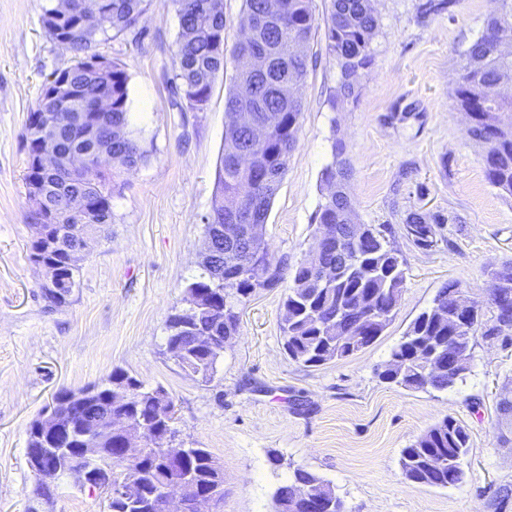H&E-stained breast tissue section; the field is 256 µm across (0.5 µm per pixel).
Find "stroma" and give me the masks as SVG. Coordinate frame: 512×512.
<instances>
[{"label":"stroma","mask_w":512,"mask_h":512,"mask_svg":"<svg viewBox=\"0 0 512 512\" xmlns=\"http://www.w3.org/2000/svg\"><path fill=\"white\" fill-rule=\"evenodd\" d=\"M52 2L0 0V512H107L104 496L71 476L35 496L26 432L57 391L117 367L164 387L178 446L208 449L223 465L215 512H276L274 493L296 467L331 482L347 512H512V417L499 411L512 390V343L476 336L471 373L442 392L376 375L439 288L457 281L484 299L491 272L512 261V199L489 184L484 147L453 105L461 56L495 0H450L438 11L427 0H373V63L345 103L333 101L340 69L316 33L297 147L266 225L269 254L292 268L313 247L323 169L342 143L361 223L389 227L406 261L401 300L373 344L307 368L283 348L288 281L256 289L239 304V332L207 383L172 359L166 322L202 272L237 63L225 57L203 111H182L172 90L179 22L171 0H149L135 29L99 43L98 53L129 74L130 127L149 157L121 176L112 224L90 243L68 303L52 307L30 260L23 140L45 78L71 62L41 26ZM412 211L440 218L432 247L407 237ZM448 416L469 434L463 483L408 482L402 449Z\"/></svg>","instance_id":"stroma-1"}]
</instances>
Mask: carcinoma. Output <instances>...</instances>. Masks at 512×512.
Masks as SVG:
<instances>
[{"label": "carcinoma", "instance_id": "cac0c4a2", "mask_svg": "<svg viewBox=\"0 0 512 512\" xmlns=\"http://www.w3.org/2000/svg\"><path fill=\"white\" fill-rule=\"evenodd\" d=\"M179 19V32L173 52V89L196 110L205 109L213 85L224 70L226 52L239 62L232 88L225 97L227 114L251 112L259 120L270 122L264 143L238 155L242 136L233 128L224 134L216 192L212 198L208 224L234 223V208L241 201L251 212V223L259 225L254 235L262 246V255L253 259L245 248L216 245L220 273L203 267L190 288L218 291L224 300L221 315H204L198 328L214 336H235L239 317L234 302L249 297L255 289L271 286L284 277L283 266L273 262L265 248L266 224L271 204L288 171L290 157L298 143L303 105L298 95L304 83L311 44L318 28L313 0H244V19L236 40L228 47L224 38V0H172ZM148 0H112V29L94 28L86 39L69 46L72 63L64 68L79 93L65 106L67 112H82L105 94V90L86 75L87 61L96 56L101 37L111 31L117 35L130 30L147 11ZM325 48L340 67L341 82L335 98L340 102L358 96L360 71L372 64L371 44L378 29V17L372 0H329L324 18ZM512 34V0H500V7L486 20L482 35L462 55L454 104L462 112L476 114V123L468 129L473 141L487 148L483 165L489 183L512 197V51L505 38ZM129 75L118 63H112V113L108 116L118 136L112 139V184H117L126 167H136L148 159V151L129 126L127 112ZM66 161L59 169L40 174L27 161L26 181L42 178L54 186L53 210L44 215L36 210L32 219L44 223L47 236L62 238L60 245L47 252V258L62 261L66 249L77 242L70 230L87 229L98 233L112 223V198L99 200L100 213L89 212L82 224L69 216L72 195L78 186L65 182ZM350 168L336 160L323 172V202L317 212V224L346 228L359 223L350 194ZM436 217L413 212L406 218L408 236L419 247L433 243L430 227L438 226ZM343 250L342 271L332 281H321L314 268L301 265L289 273L291 285L283 303L282 333L288 358L305 367H316L344 358L370 346L388 326L401 299L405 278L404 259L382 234L357 245L339 239L326 245L325 252ZM458 281L440 288L431 305L411 323L391 358L378 373L381 380L413 389L445 391L466 379L472 369V348L477 329L482 325L483 304L495 307L494 288L487 302L475 301V307L460 309L455 294ZM72 288L42 287L51 305L67 303ZM483 335H512V312L494 313L492 326ZM457 355L456 365L432 370L429 361L440 362ZM218 354L187 351L185 358L209 371ZM125 379L135 388L132 412L144 421L155 419V388L146 386L127 371L116 368L105 380L84 387L93 392L83 405L76 426L79 435L107 447L116 441L110 431V402L106 392L113 381ZM468 452V434L454 418L446 417L411 445L402 449L400 467L411 482L435 488L462 483L463 461ZM193 474L198 489L205 492L219 480L213 467V455L205 448H187L183 467L169 466L162 448H150L139 459L118 465L117 477L135 486V500L112 499V512H155L153 504L164 486L176 483L184 472ZM304 489L324 500L321 512H345L343 500L330 482L309 470L297 467L286 483L276 491L278 512H307L303 500L294 491Z\"/></svg>", "mask_w": 512, "mask_h": 512}]
</instances>
